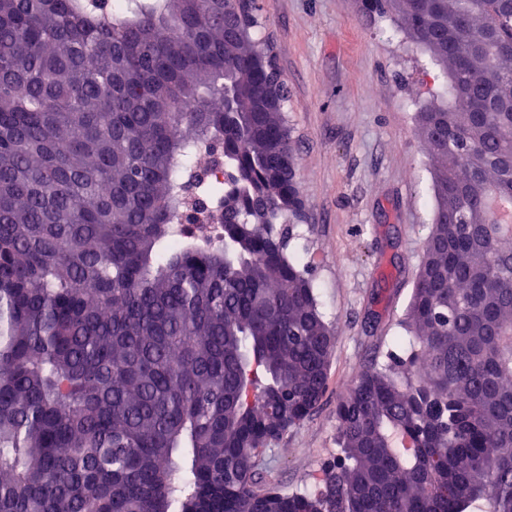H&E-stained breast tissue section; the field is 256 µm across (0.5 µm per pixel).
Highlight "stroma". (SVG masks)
Listing matches in <instances>:
<instances>
[{
    "label": "stroma",
    "mask_w": 512,
    "mask_h": 512,
    "mask_svg": "<svg viewBox=\"0 0 512 512\" xmlns=\"http://www.w3.org/2000/svg\"><path fill=\"white\" fill-rule=\"evenodd\" d=\"M256 36L288 85L306 217L289 249L311 270L335 349L319 408L262 456L267 481L309 491L340 451L336 405L355 377L391 364L433 215L416 116L445 82L427 53L385 40L365 0H260Z\"/></svg>",
    "instance_id": "1"
}]
</instances>
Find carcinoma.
<instances>
[{
  "instance_id": "carcinoma-1",
  "label": "carcinoma",
  "mask_w": 512,
  "mask_h": 512,
  "mask_svg": "<svg viewBox=\"0 0 512 512\" xmlns=\"http://www.w3.org/2000/svg\"><path fill=\"white\" fill-rule=\"evenodd\" d=\"M446 68L409 359L311 492L262 450L334 348L280 228L283 113L224 0H0V512H512V0H370ZM223 150L224 198L208 178ZM202 204L178 240L185 193Z\"/></svg>"
}]
</instances>
